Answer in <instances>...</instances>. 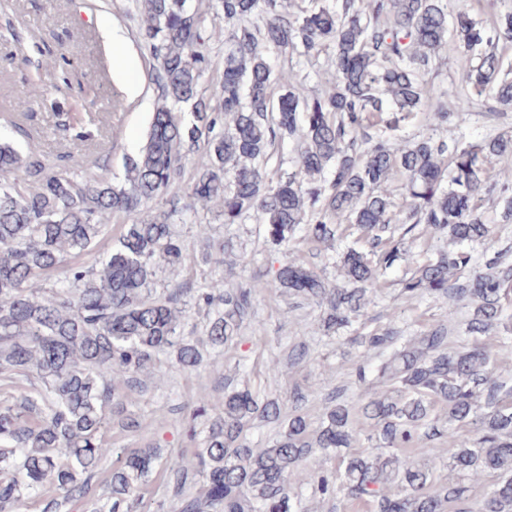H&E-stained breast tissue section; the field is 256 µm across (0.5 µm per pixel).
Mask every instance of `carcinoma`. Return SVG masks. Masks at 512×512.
<instances>
[{
    "label": "carcinoma",
    "instance_id": "1",
    "mask_svg": "<svg viewBox=\"0 0 512 512\" xmlns=\"http://www.w3.org/2000/svg\"><path fill=\"white\" fill-rule=\"evenodd\" d=\"M131 2L158 99L145 140L124 160L123 179L115 180L107 154L78 177L0 142V373L43 384L0 405V512L50 486L84 495L109 453L101 429L112 420L127 433L141 428L124 407L123 391H145L144 375L162 358L180 371L201 369L236 340L265 292L276 288L324 308L329 333L349 324L371 303L370 286L379 276L408 260V235L420 224L448 230L457 248L416 267L403 288L434 299H469L466 330L474 345H449L442 324L406 338L392 321L355 338L383 357L370 372L384 390L358 414L393 452H353L359 429L338 392L312 429L300 413L301 389L291 392L284 419L277 400L242 384L224 393V412L212 418L207 397L196 399L195 417L204 422L188 428L198 442L194 468L182 455L161 458L155 448L116 453L101 509L131 512L159 464L174 496L182 498L181 512H294L295 477L319 450L344 453L342 485L374 512H446L450 504L458 505L455 512H512V410L501 404L512 390L479 344V337L512 324V264L498 252L485 259V270L465 281L457 277L472 261L461 246L489 235L479 213L483 199L496 198L504 218H512V174L489 181L490 171L512 153V135L475 142L451 135L453 119L484 97L512 106V79L498 53L512 44V13L486 28L460 9L448 25L452 0H373L368 9L362 0H324L309 13H292L278 0H216L209 21L193 0ZM450 42L465 63L458 73L461 92L448 103L424 75ZM322 47L332 50L334 76L313 96L292 68L276 71L268 58L272 49L286 59L310 57ZM214 48L222 51L224 75L209 92L201 80ZM46 55L55 72L16 102L21 114L72 89L66 57ZM273 83L281 86L276 97ZM431 102L433 125L450 136L392 147L386 133ZM276 141L295 143L292 170L278 176L260 164ZM201 149L207 160L181 184L184 161ZM395 173L409 198L401 218L381 192ZM157 199L161 208L142 214ZM210 204L222 208L226 224L257 216L275 247L296 237L329 244L347 231L339 223L344 218L361 232L365 248L342 254V286L286 260L272 277L245 285L212 276L155 292L149 284L159 263L177 267L190 258L172 230L173 218ZM114 214L134 220L101 252L102 221ZM68 256H87L91 265L68 266ZM55 271L62 277L44 286ZM188 297L204 313L201 326L187 316ZM370 372L359 366V380ZM437 403L448 406L442 424L432 415ZM257 419L278 423L276 438L264 448H246L239 440ZM472 421L479 424L476 439L457 442L456 431ZM445 433L452 470L498 476L475 511L461 506L459 483L435 482L428 466L404 452ZM196 478V494L183 497Z\"/></svg>",
    "mask_w": 512,
    "mask_h": 512
}]
</instances>
